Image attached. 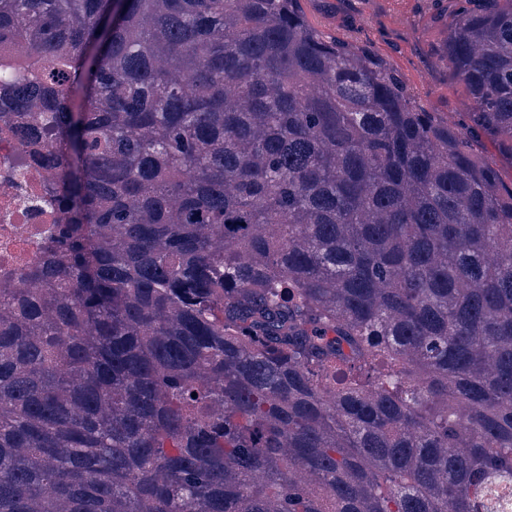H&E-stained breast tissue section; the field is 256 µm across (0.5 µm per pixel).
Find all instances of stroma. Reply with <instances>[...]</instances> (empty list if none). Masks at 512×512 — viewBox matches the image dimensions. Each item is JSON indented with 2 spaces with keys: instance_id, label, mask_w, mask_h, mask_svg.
<instances>
[{
  "instance_id": "35a3bbf8",
  "label": "stroma",
  "mask_w": 512,
  "mask_h": 512,
  "mask_svg": "<svg viewBox=\"0 0 512 512\" xmlns=\"http://www.w3.org/2000/svg\"><path fill=\"white\" fill-rule=\"evenodd\" d=\"M459 0H303L324 35L357 38L397 67L420 104L469 125L464 88L441 60Z\"/></svg>"
}]
</instances>
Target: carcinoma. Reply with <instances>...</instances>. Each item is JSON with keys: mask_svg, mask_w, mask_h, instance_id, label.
<instances>
[{"mask_svg": "<svg viewBox=\"0 0 512 512\" xmlns=\"http://www.w3.org/2000/svg\"><path fill=\"white\" fill-rule=\"evenodd\" d=\"M53 151L0 288V512H512V0L458 9L473 129L301 0H0ZM480 142L482 155L498 169L502 179L510 183L512 180L511 155L501 153L495 143L486 137L482 136Z\"/></svg>", "mask_w": 512, "mask_h": 512, "instance_id": "carcinoma-1", "label": "carcinoma"}]
</instances>
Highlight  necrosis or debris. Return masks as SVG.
I'll return each instance as SVG.
<instances>
[{"label":"necrosis or debris","instance_id":"obj_1","mask_svg":"<svg viewBox=\"0 0 512 512\" xmlns=\"http://www.w3.org/2000/svg\"><path fill=\"white\" fill-rule=\"evenodd\" d=\"M52 172L47 150L26 149L0 123V288L13 284L20 266L40 260L46 229L62 221L58 211L41 209L38 203Z\"/></svg>","mask_w":512,"mask_h":512}]
</instances>
